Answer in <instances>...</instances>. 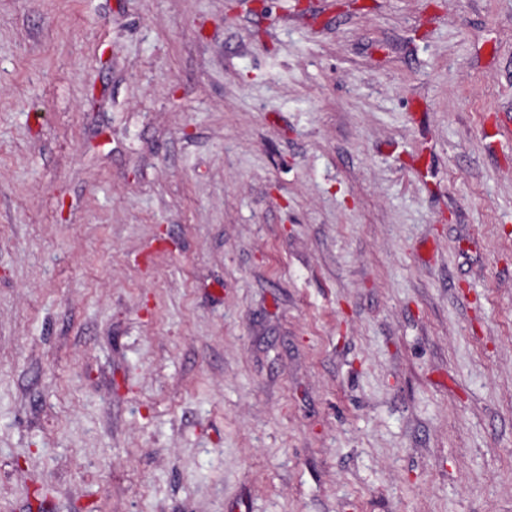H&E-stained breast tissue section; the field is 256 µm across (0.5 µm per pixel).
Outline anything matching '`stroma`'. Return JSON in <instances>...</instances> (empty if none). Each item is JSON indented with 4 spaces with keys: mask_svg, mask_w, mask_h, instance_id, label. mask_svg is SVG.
Segmentation results:
<instances>
[{
    "mask_svg": "<svg viewBox=\"0 0 512 512\" xmlns=\"http://www.w3.org/2000/svg\"><path fill=\"white\" fill-rule=\"evenodd\" d=\"M0 512H512V0H0Z\"/></svg>",
    "mask_w": 512,
    "mask_h": 512,
    "instance_id": "1",
    "label": "stroma"
}]
</instances>
